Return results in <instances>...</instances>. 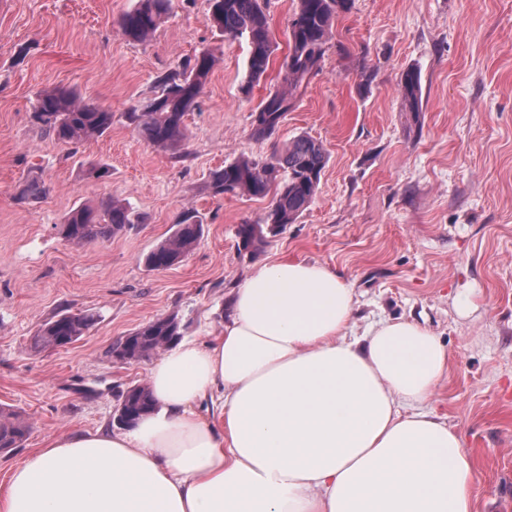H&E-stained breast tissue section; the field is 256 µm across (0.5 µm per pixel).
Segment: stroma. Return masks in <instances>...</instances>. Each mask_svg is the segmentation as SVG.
<instances>
[{
	"label": "stroma",
	"mask_w": 512,
	"mask_h": 512,
	"mask_svg": "<svg viewBox=\"0 0 512 512\" xmlns=\"http://www.w3.org/2000/svg\"><path fill=\"white\" fill-rule=\"evenodd\" d=\"M135 2L0 0V406L31 425L0 452V482L52 436L113 427L120 394L146 383L150 366L113 361L118 339L174 313L184 340L211 342L231 288L288 259L344 274L358 326L401 318L438 336L450 362L431 406L474 459L476 512H512V0H354L320 72L264 139L251 114L288 88L295 0H268L278 49L252 85L246 42L216 27L207 0H174L144 43L119 25ZM204 48L218 61L185 118L189 137L157 150L125 114ZM410 67L421 75L416 123L397 90ZM53 87L111 111V129L74 146L46 135L32 103ZM303 134L329 152L313 202L255 256L240 254L238 225L268 202L214 193L211 172ZM101 165L108 176H96ZM34 181L44 196L22 199ZM115 198L140 223L81 247L59 235L71 208ZM188 209L204 224L198 245L147 270L145 255ZM86 311L98 320L78 341L31 352L42 324Z\"/></svg>",
	"instance_id": "stroma-1"
}]
</instances>
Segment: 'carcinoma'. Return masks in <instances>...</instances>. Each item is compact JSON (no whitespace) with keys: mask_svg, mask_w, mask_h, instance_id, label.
Segmentation results:
<instances>
[{"mask_svg":"<svg viewBox=\"0 0 512 512\" xmlns=\"http://www.w3.org/2000/svg\"><path fill=\"white\" fill-rule=\"evenodd\" d=\"M209 2L217 27L234 39L245 40L249 46L248 81L263 76L276 47L262 0ZM171 4L172 0H138L133 9L122 15L120 27L127 37L146 41L156 33L162 17L170 12ZM351 5L352 0H296L288 35V54L284 59L288 92L268 94L252 113L255 138L263 139L276 130L293 107L300 88L321 70L332 25ZM214 63L213 52L201 50L183 61L178 72L159 78L154 97L132 107L126 119L144 141L168 150L186 139L184 116L197 104ZM398 91L412 120L419 121L421 83L416 69L402 72ZM33 114L48 134L63 143L94 139L112 126V112L83 102L72 89L52 88L38 92ZM328 160L329 153L322 142L301 135L290 141L283 151L265 160L242 158L212 174L211 185L217 194L270 198L256 222L238 225L239 252L256 254L266 243L267 236H275L287 225L297 222L315 197ZM133 223V213L114 199L102 215L84 206L72 208L60 225L59 233L70 244L82 246L107 240ZM202 233L200 220L189 212L181 215L173 233L145 256L144 265L153 271L174 266L195 248ZM96 321L92 313H63L41 326L31 338L30 348L40 352L70 344ZM181 337L180 319L172 314L148 322L119 341L114 350L120 353L122 362L132 363L173 346ZM152 408L148 386H135L123 395L117 420L130 427ZM29 431L30 426L23 417L0 408V452L19 447Z\"/></svg>","mask_w":512,"mask_h":512,"instance_id":"cac0c4a2","label":"carcinoma"}]
</instances>
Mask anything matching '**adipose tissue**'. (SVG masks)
<instances>
[{
  "instance_id": "ef3b65f1",
  "label": "adipose tissue",
  "mask_w": 512,
  "mask_h": 512,
  "mask_svg": "<svg viewBox=\"0 0 512 512\" xmlns=\"http://www.w3.org/2000/svg\"><path fill=\"white\" fill-rule=\"evenodd\" d=\"M355 305L336 270L256 266L220 336L152 363L154 412L47 440L0 512H476L474 460L430 407L447 348L404 319L358 328Z\"/></svg>"
}]
</instances>
